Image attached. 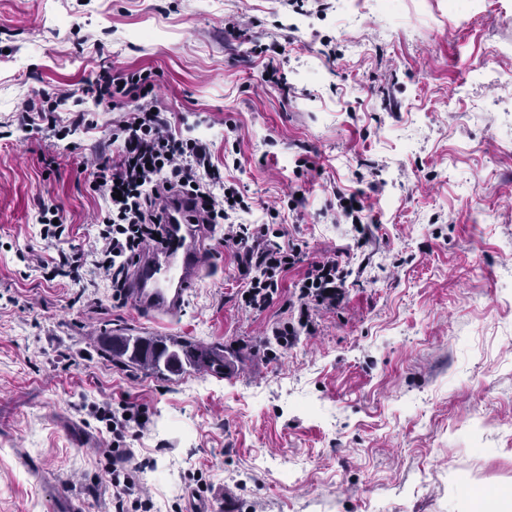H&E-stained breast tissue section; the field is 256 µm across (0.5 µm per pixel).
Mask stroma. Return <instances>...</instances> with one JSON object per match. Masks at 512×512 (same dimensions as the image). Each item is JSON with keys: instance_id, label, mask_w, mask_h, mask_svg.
Here are the masks:
<instances>
[{"instance_id": "obj_1", "label": "stroma", "mask_w": 512, "mask_h": 512, "mask_svg": "<svg viewBox=\"0 0 512 512\" xmlns=\"http://www.w3.org/2000/svg\"><path fill=\"white\" fill-rule=\"evenodd\" d=\"M274 43L283 90L262 81ZM104 67L151 72L172 132L252 201L239 222L272 223L313 162L290 238L366 266L315 335L267 353L291 312L242 309L220 225H197L210 268L172 317L46 277L94 254L90 161L125 115L84 93ZM47 95L65 137L18 122ZM339 190L363 191L365 242L334 223ZM109 336L221 346L229 368L126 370ZM122 402L149 416L126 445L157 512H468L512 485V0H0V512H62V488L114 512L94 409ZM54 219H58V224H53ZM39 223L43 224L42 237H44V240H49L51 243L53 241L61 243L65 227L59 211L55 207L44 205L40 212Z\"/></svg>"}]
</instances>
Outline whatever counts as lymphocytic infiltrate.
<instances>
[{
    "label": "lymphocytic infiltrate",
    "instance_id": "f902f5d3",
    "mask_svg": "<svg viewBox=\"0 0 512 512\" xmlns=\"http://www.w3.org/2000/svg\"><path fill=\"white\" fill-rule=\"evenodd\" d=\"M86 92L101 103L115 104L126 97L133 102L128 120L112 129L113 153L99 154L93 163L94 188L108 205L93 267L110 281L113 298L124 296L130 266L145 253L168 245L163 214L167 201L178 194L195 199L203 223L223 225L224 244L233 249L246 279V297L241 301L246 311H265L277 298L284 273L305 264L288 301L289 308L297 309L298 321L273 328L277 345L293 344L301 328L315 333L312 309L333 310L343 303L354 273L347 253L308 262L298 244L286 242L284 227L236 223L234 214L249 211L251 202L235 189L222 197L215 194L224 176L212 160L209 144L171 132L167 116L155 108L150 74L104 68ZM98 413L112 435V446L104 455L112 461L115 512H153L134 453L125 446L126 434L139 426L143 409L127 404L115 410L102 407Z\"/></svg>",
    "mask_w": 512,
    "mask_h": 512
}]
</instances>
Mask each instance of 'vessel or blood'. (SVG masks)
I'll return each mask as SVG.
<instances>
[{"label":"vessel or blood","instance_id":"vessel-or-blood-1","mask_svg":"<svg viewBox=\"0 0 512 512\" xmlns=\"http://www.w3.org/2000/svg\"><path fill=\"white\" fill-rule=\"evenodd\" d=\"M194 216L189 197L169 202L171 242L162 252L145 256L131 282L129 299L138 312L150 316L178 314L189 286L208 269L206 254L197 239L186 232Z\"/></svg>","mask_w":512,"mask_h":512}]
</instances>
